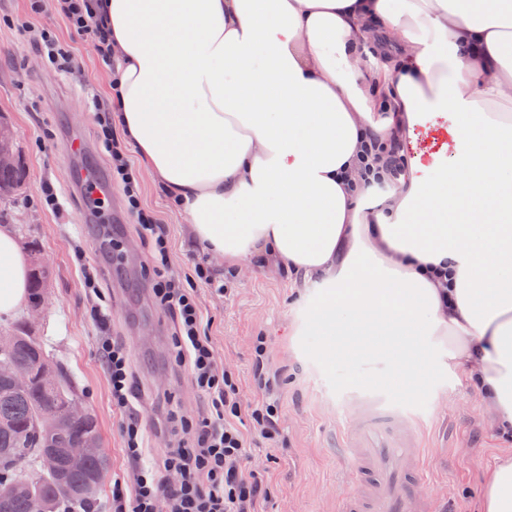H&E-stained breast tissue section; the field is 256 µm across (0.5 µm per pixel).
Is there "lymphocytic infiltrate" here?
<instances>
[{
	"mask_svg": "<svg viewBox=\"0 0 512 512\" xmlns=\"http://www.w3.org/2000/svg\"><path fill=\"white\" fill-rule=\"evenodd\" d=\"M49 6L70 27L94 39L101 59L110 61L109 30L91 0H30L29 13L41 15ZM98 126L99 149L122 185L128 212L152 244L151 266L164 268L170 262L167 227L142 204L136 172L113 135L111 108L99 107ZM152 293L156 304L174 318V360L189 369L197 391L208 400L209 412L200 419L172 418L174 447L160 463H144V426L135 411L138 389L127 349L111 337H100L99 351L110 376L112 404L126 414L122 425L125 453L137 466L133 482L113 484L112 512H156L161 499L168 512H255L266 490L254 473L243 468L242 460L252 435H260L273 448L280 442V409L275 399L278 375L268 366L266 339L259 336L254 341V380L260 397L248 403L243 401L233 373L219 368L214 360L212 338L203 326L193 285L174 277L157 279ZM170 473L176 474V481H167Z\"/></svg>",
	"mask_w": 512,
	"mask_h": 512,
	"instance_id": "f902f5d3",
	"label": "lymphocytic infiltrate"
}]
</instances>
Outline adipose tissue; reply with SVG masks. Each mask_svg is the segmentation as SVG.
<instances>
[{
    "mask_svg": "<svg viewBox=\"0 0 512 512\" xmlns=\"http://www.w3.org/2000/svg\"><path fill=\"white\" fill-rule=\"evenodd\" d=\"M122 139L225 264L318 283L323 354L422 348L512 433V0H99ZM405 166L362 191L370 139ZM30 267L0 225V321ZM483 512H512V455Z\"/></svg>",
    "mask_w": 512,
    "mask_h": 512,
    "instance_id": "ef3b65f1",
    "label": "adipose tissue"
}]
</instances>
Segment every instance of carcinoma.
Listing matches in <instances>:
<instances>
[{
  "mask_svg": "<svg viewBox=\"0 0 512 512\" xmlns=\"http://www.w3.org/2000/svg\"><path fill=\"white\" fill-rule=\"evenodd\" d=\"M44 354L45 348L37 338L17 336L12 348L3 356V361L9 365L33 366ZM76 395L77 389L70 382L61 391L53 392L45 388L36 376L24 383H16L8 376L0 377V455L17 458L13 467L0 468V490L20 477L34 483L31 496H1L0 512H35L39 502L46 504L50 512H63L69 508L76 512H91L98 493L88 494L89 484L98 472L106 469L107 462L93 457L73 465L66 457L64 448L71 439L96 434L98 429L84 423L68 422L53 435L36 434L26 452L16 451L20 432L33 429L35 421L41 417L59 415L63 404ZM48 445L58 453L60 479L37 470L21 468L22 462H34L35 456Z\"/></svg>",
  "mask_w": 512,
  "mask_h": 512,
  "instance_id": "carcinoma-1",
  "label": "carcinoma"
}]
</instances>
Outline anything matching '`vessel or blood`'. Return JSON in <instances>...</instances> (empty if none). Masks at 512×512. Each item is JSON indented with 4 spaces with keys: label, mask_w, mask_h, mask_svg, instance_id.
Returning a JSON list of instances; mask_svg holds the SVG:
<instances>
[{
    "label": "vessel or blood",
    "mask_w": 512,
    "mask_h": 512,
    "mask_svg": "<svg viewBox=\"0 0 512 512\" xmlns=\"http://www.w3.org/2000/svg\"><path fill=\"white\" fill-rule=\"evenodd\" d=\"M370 407L357 433L342 435L351 448V475L360 490L339 512H432L417 493L425 479L426 450L419 434L408 431L405 417L368 398Z\"/></svg>",
    "instance_id": "vessel-or-blood-1"
}]
</instances>
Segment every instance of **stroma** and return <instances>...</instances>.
Masks as SVG:
<instances>
[{"label":"stroma","mask_w":512,"mask_h":512,"mask_svg":"<svg viewBox=\"0 0 512 512\" xmlns=\"http://www.w3.org/2000/svg\"><path fill=\"white\" fill-rule=\"evenodd\" d=\"M7 17L12 25H4ZM25 20L52 28L76 56L80 72H54L38 55L32 35L20 29ZM111 85L112 69L88 35L52 11L29 18L28 0H0V116L12 125L27 167L24 188L0 199V225H12L22 247L37 245L51 270L40 316L26 324L18 318L1 321L0 334L28 327L95 415L108 459L95 512H109L113 482L132 481L135 473L121 437L124 415L112 404L109 373L98 352L100 331L91 316L96 298L85 286L84 267L102 272L111 304L109 333L125 344L139 386L147 453L156 457L172 447L162 428L168 415L194 418L205 408L188 370L173 359L170 324L151 295L145 271L148 247L124 210L121 186L112 183L98 222L86 216L83 190L73 179L74 170L87 166L110 180L109 162L96 143V106L106 101ZM73 135L85 145L79 160L66 149ZM138 181L144 206L168 228L166 276H184L201 261L223 279V260L192 237L163 190L146 173H139ZM46 184L55 188L60 210L45 205ZM114 238L125 252L118 264L108 248ZM315 294L314 284L302 277L258 264L237 268L226 291L196 286L215 357L235 373L244 398H256V337H266L269 364L280 373L279 429L286 445L268 448L254 440L245 459L269 489L258 512H336L337 502L353 491L336 436L359 426L355 396L365 389L385 394L421 423L432 443L431 479L422 491L435 501L437 512H481L485 474L512 453V438L489 428L476 390L457 384L429 354L420 369L398 368L389 382L381 376L383 364L324 356L311 340L294 346L290 330Z\"/></svg>","instance_id":"35a3bbf8"}]
</instances>
